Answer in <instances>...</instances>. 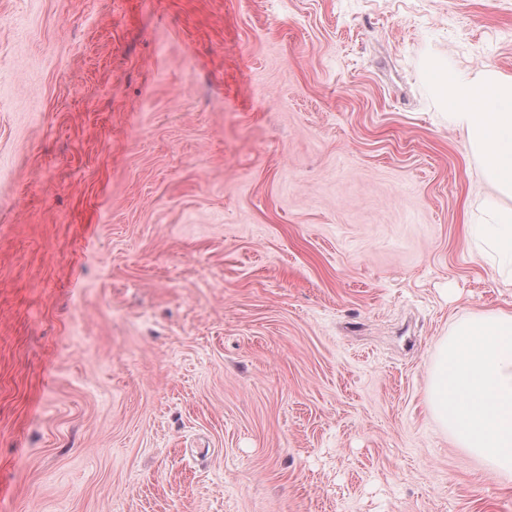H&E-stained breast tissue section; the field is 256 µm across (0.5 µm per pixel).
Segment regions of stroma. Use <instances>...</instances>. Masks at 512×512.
<instances>
[{
    "instance_id": "1",
    "label": "stroma",
    "mask_w": 512,
    "mask_h": 512,
    "mask_svg": "<svg viewBox=\"0 0 512 512\" xmlns=\"http://www.w3.org/2000/svg\"><path fill=\"white\" fill-rule=\"evenodd\" d=\"M434 58L512 0H0V512H512L425 397L512 311Z\"/></svg>"
}]
</instances>
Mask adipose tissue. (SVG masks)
Masks as SVG:
<instances>
[{"label": "adipose tissue", "instance_id": "obj_1", "mask_svg": "<svg viewBox=\"0 0 512 512\" xmlns=\"http://www.w3.org/2000/svg\"><path fill=\"white\" fill-rule=\"evenodd\" d=\"M427 71L434 92L449 109L450 122L493 189L485 223L467 230L476 242L475 257L496 276L512 273V76L486 69L463 77L435 60Z\"/></svg>", "mask_w": 512, "mask_h": 512}]
</instances>
